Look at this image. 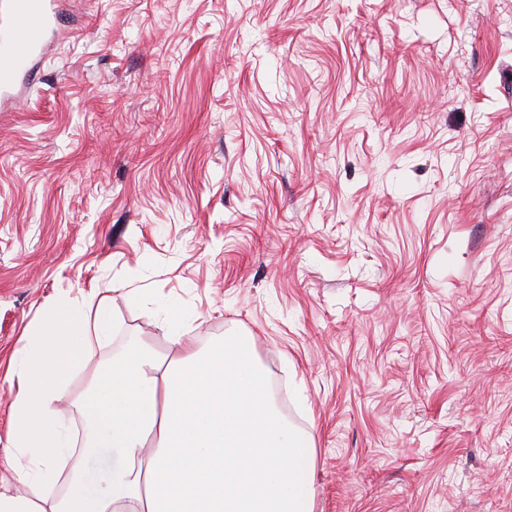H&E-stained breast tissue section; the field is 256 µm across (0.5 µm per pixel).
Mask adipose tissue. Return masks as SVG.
<instances>
[{"label": "adipose tissue", "instance_id": "adipose-tissue-1", "mask_svg": "<svg viewBox=\"0 0 512 512\" xmlns=\"http://www.w3.org/2000/svg\"><path fill=\"white\" fill-rule=\"evenodd\" d=\"M113 301L98 292L84 307L61 301L16 353L0 472L18 487L0 491V512H313V445L274 411L247 336L205 352L175 324L178 358L130 346L90 374L74 404L93 434L70 442L65 383L92 341L109 336ZM100 448L118 449L123 463L91 493L63 463Z\"/></svg>", "mask_w": 512, "mask_h": 512}]
</instances>
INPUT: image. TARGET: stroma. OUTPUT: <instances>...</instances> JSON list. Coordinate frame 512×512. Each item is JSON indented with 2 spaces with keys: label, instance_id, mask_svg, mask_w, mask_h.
<instances>
[{
  "label": "stroma",
  "instance_id": "stroma-1",
  "mask_svg": "<svg viewBox=\"0 0 512 512\" xmlns=\"http://www.w3.org/2000/svg\"><path fill=\"white\" fill-rule=\"evenodd\" d=\"M0 101V445L22 338L114 290L254 339L313 512H512V0H65Z\"/></svg>",
  "mask_w": 512,
  "mask_h": 512
}]
</instances>
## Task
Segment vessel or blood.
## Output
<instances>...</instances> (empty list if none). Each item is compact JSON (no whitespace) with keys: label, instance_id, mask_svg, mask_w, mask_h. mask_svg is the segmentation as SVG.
<instances>
[{"label":"vessel or blood","instance_id":"vessel-or-blood-1","mask_svg":"<svg viewBox=\"0 0 512 512\" xmlns=\"http://www.w3.org/2000/svg\"><path fill=\"white\" fill-rule=\"evenodd\" d=\"M57 0H8L10 22L0 31V97L30 76L36 55L57 18Z\"/></svg>","mask_w":512,"mask_h":512}]
</instances>
